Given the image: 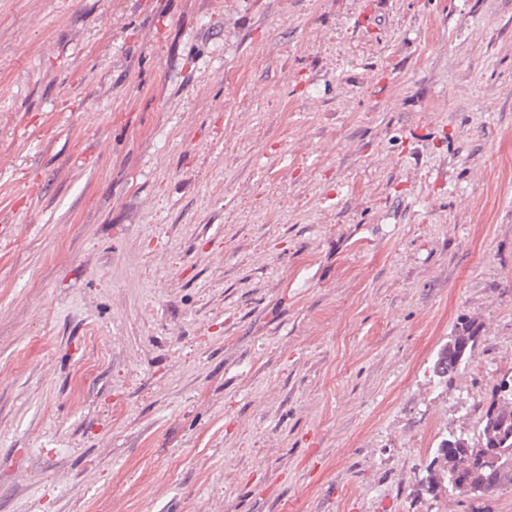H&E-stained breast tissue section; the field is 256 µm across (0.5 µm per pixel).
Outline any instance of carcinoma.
<instances>
[{
    "mask_svg": "<svg viewBox=\"0 0 512 512\" xmlns=\"http://www.w3.org/2000/svg\"><path fill=\"white\" fill-rule=\"evenodd\" d=\"M480 333V323L471 317H460L453 336L437 352L434 374L442 380H452L471 356ZM436 453L446 466L429 486L433 493L451 492L457 487V495L472 498L512 487V388L502 383L492 388L482 406L476 441L449 433L440 440Z\"/></svg>",
    "mask_w": 512,
    "mask_h": 512,
    "instance_id": "1",
    "label": "carcinoma"
}]
</instances>
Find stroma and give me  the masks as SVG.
I'll use <instances>...</instances> for the list:
<instances>
[{
	"instance_id": "35a3bbf8",
	"label": "stroma",
	"mask_w": 512,
	"mask_h": 512,
	"mask_svg": "<svg viewBox=\"0 0 512 512\" xmlns=\"http://www.w3.org/2000/svg\"><path fill=\"white\" fill-rule=\"evenodd\" d=\"M511 368L512 0H0V512H512ZM481 324L475 319L462 316L458 319L453 336L437 352L433 365L434 374L442 380L451 381L462 363L471 356L480 338ZM436 453L433 462L443 457L446 466L428 487L431 493L452 492L458 487L461 490L449 495L472 498L512 487V382L510 389L503 382L492 388L482 406L476 442L448 432Z\"/></svg>"
}]
</instances>
